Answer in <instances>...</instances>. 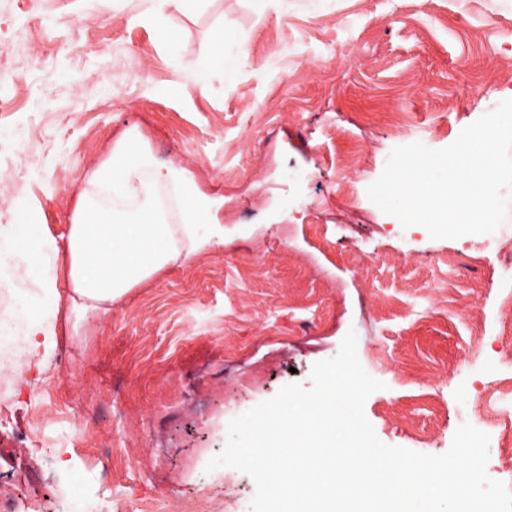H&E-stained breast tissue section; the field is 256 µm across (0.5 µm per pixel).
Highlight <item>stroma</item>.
<instances>
[{
    "instance_id": "35a3bbf8",
    "label": "stroma",
    "mask_w": 512,
    "mask_h": 512,
    "mask_svg": "<svg viewBox=\"0 0 512 512\" xmlns=\"http://www.w3.org/2000/svg\"><path fill=\"white\" fill-rule=\"evenodd\" d=\"M148 0H0V49L14 99L0 117L10 223L42 225L64 249L76 199L113 148L136 138L207 201L195 240L108 308L46 304L25 260L1 292L22 335L30 316L58 347L42 368L0 372V501L14 512H114L117 493L183 512L200 489L250 512L252 478L207 471L230 420L357 334L365 371L383 382L364 414L389 446L440 455L457 428L489 436L488 476L512 482L497 403L512 373V319L497 303L512 281V236L434 239L402 227L367 196L393 148L449 146L512 98V0H203L192 14ZM83 20L73 30V19ZM245 51L223 94L202 91L211 32ZM30 29L28 42L15 33ZM58 50L31 63L42 37ZM371 264H362L364 256ZM89 436L60 453L18 447L14 427Z\"/></svg>"
}]
</instances>
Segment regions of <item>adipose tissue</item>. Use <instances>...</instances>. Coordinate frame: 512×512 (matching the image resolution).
I'll list each match as a JSON object with an SVG mask.
<instances>
[{
    "label": "adipose tissue",
    "mask_w": 512,
    "mask_h": 512,
    "mask_svg": "<svg viewBox=\"0 0 512 512\" xmlns=\"http://www.w3.org/2000/svg\"><path fill=\"white\" fill-rule=\"evenodd\" d=\"M98 192H110L111 204L81 198L74 210L67 249L69 291L95 303L114 301L137 281L148 277L169 260L175 250V229L152 201L157 186L178 189L184 235L194 236L202 222L203 206L176 171L157 169L151 153L136 140H128L95 172ZM57 243L40 226L12 225L0 255L20 254L32 272H45L46 252Z\"/></svg>",
    "instance_id": "adipose-tissue-1"
}]
</instances>
